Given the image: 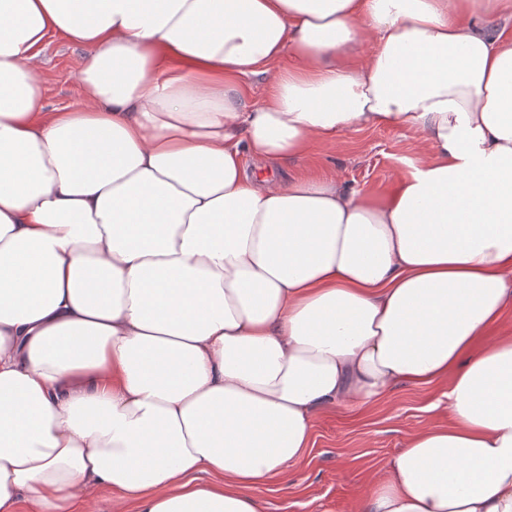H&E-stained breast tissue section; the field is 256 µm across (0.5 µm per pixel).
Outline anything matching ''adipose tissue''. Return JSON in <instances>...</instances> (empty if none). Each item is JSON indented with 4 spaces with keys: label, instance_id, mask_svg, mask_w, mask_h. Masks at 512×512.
<instances>
[{
    "label": "adipose tissue",
    "instance_id": "adipose-tissue-1",
    "mask_svg": "<svg viewBox=\"0 0 512 512\" xmlns=\"http://www.w3.org/2000/svg\"><path fill=\"white\" fill-rule=\"evenodd\" d=\"M507 12L0 0V512H261L322 412L441 381L452 423L357 512H512ZM54 33L76 110L45 109ZM357 126L423 135L387 201L277 175ZM87 53V49L68 43L60 35H51L45 41L40 57L49 112L82 105L76 70Z\"/></svg>",
    "mask_w": 512,
    "mask_h": 512
}]
</instances>
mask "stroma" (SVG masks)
Instances as JSON below:
<instances>
[{"label":"stroma","instance_id":"1","mask_svg":"<svg viewBox=\"0 0 512 512\" xmlns=\"http://www.w3.org/2000/svg\"><path fill=\"white\" fill-rule=\"evenodd\" d=\"M85 48L51 35L41 57L48 111L81 106L76 70ZM425 151L421 133L399 126L357 127L318 145L304 159L277 166L281 177L337 176L376 199L391 195ZM448 385L401 384L366 406L331 408L313 424L312 446L288 469L253 487L262 512H355L382 474L384 464L419 430L452 421Z\"/></svg>","mask_w":512,"mask_h":512}]
</instances>
